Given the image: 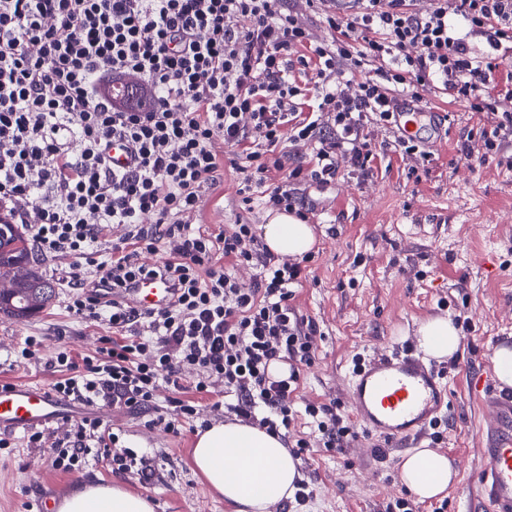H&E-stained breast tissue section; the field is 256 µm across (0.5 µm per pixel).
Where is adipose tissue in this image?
<instances>
[{
    "label": "adipose tissue",
    "mask_w": 512,
    "mask_h": 512,
    "mask_svg": "<svg viewBox=\"0 0 512 512\" xmlns=\"http://www.w3.org/2000/svg\"><path fill=\"white\" fill-rule=\"evenodd\" d=\"M259 231L269 251L289 258L303 256L316 243L312 226L284 211H270ZM417 342L427 357L442 360L457 352L460 336L452 320L434 317L420 324ZM192 461L230 512H270L294 497L304 479L299 460L279 436L238 420L201 432ZM454 476L448 456L431 448L414 449L400 465L402 483L422 500L445 493ZM59 512H153V505L143 495L97 483L66 497Z\"/></svg>",
    "instance_id": "obj_1"
}]
</instances>
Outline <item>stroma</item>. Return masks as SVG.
Instances as JSON below:
<instances>
[{"mask_svg": "<svg viewBox=\"0 0 512 512\" xmlns=\"http://www.w3.org/2000/svg\"><path fill=\"white\" fill-rule=\"evenodd\" d=\"M424 97L445 120L429 135L427 169L394 148L391 132L376 127L371 138L377 157L369 175L344 164L331 183L298 187L317 243L292 304L320 335L312 365L301 371L290 432L310 443L300 463L311 495L272 512H390L401 499L412 512H485L480 449L495 422L490 407L472 397L468 381L492 369L495 349L512 345V144L486 153L477 114L435 89ZM465 141L473 149L468 158L459 153ZM267 214L260 200L243 204L237 175L228 168L223 183L204 191L200 211L188 221L214 231L239 219L260 225ZM65 305L59 291L38 316H0V382L46 385L55 379L48 361L60 345L94 351L105 328L74 319ZM437 316L458 317L469 326L458 353L435 365L448 386L441 439L427 433L390 444L360 432L343 451L323 448L302 414L305 404L333 402L352 419L346 386L354 357L378 358L399 345L416 350L419 323ZM27 336L43 339L31 360L16 355ZM194 385L193 374H186L181 391L161 386L156 402L191 399L207 423L230 419L228 410L214 409V396L196 393ZM104 421L122 432L128 446L146 451L151 481L94 463L78 473L53 470L50 447H30L23 433H14L11 453L0 454V512H27L41 494L64 497L100 482H118L149 497L154 512H229L193 469L195 433L148 428L119 409ZM416 448L437 449L453 462L457 476L443 498L420 502L402 486L401 460Z\"/></svg>", "mask_w": 512, "mask_h": 512, "instance_id": "stroma-1", "label": "stroma"}]
</instances>
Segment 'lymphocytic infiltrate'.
Masks as SVG:
<instances>
[{
  "label": "lymphocytic infiltrate",
  "mask_w": 512,
  "mask_h": 512,
  "mask_svg": "<svg viewBox=\"0 0 512 512\" xmlns=\"http://www.w3.org/2000/svg\"><path fill=\"white\" fill-rule=\"evenodd\" d=\"M358 2L347 14L308 0L332 33L320 42L287 0H0V217L26 225L43 256L69 259L58 279L69 314L110 330L94 353L57 350L55 392L147 415L178 435L198 406L177 396L161 409L155 393L162 383L178 392L192 369L197 392L224 389L237 416L289 429L318 332L291 304L305 269L268 251L252 225L213 233L183 215L229 166L243 203L261 186L266 204L306 218L295 184L330 183L343 161L369 174L366 124L395 129L401 98L422 102L436 83L479 114L486 152L512 136V113L497 106L512 83L495 78L512 54V0H430L422 11L415 0ZM309 61L318 109L332 116L327 132L298 110L290 74ZM356 71V87L335 83ZM287 123L292 142L317 143L311 167L286 168L277 147ZM117 144L130 153L121 169L111 164ZM114 224L126 228L115 241ZM159 251L161 263L142 262ZM238 263L256 267L250 287L230 272ZM155 277L173 290L166 306L125 301L123 289ZM276 360L288 363L286 378L270 377ZM304 413L324 448L343 450L352 430L333 405ZM62 430L54 470L75 473L93 457L145 475V453L96 414Z\"/></svg>",
  "instance_id": "obj_1"
}]
</instances>
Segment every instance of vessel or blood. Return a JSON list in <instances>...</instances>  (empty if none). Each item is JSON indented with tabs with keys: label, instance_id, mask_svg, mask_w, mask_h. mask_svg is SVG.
<instances>
[{
	"label": "vessel or blood",
	"instance_id": "obj_1",
	"mask_svg": "<svg viewBox=\"0 0 512 512\" xmlns=\"http://www.w3.org/2000/svg\"><path fill=\"white\" fill-rule=\"evenodd\" d=\"M397 120L401 137L416 141L424 126L434 124L435 116L409 101ZM125 298L142 309L162 306L170 298V288L158 278L142 279ZM347 397L363 432L392 441L422 435L448 407V388L438 371L410 354L363 363L348 377ZM491 407L509 430L482 449L481 484L487 512H512V395H498ZM72 416L69 403L48 387L0 383V430L25 431Z\"/></svg>",
	"mask_w": 512,
	"mask_h": 512
}]
</instances>
